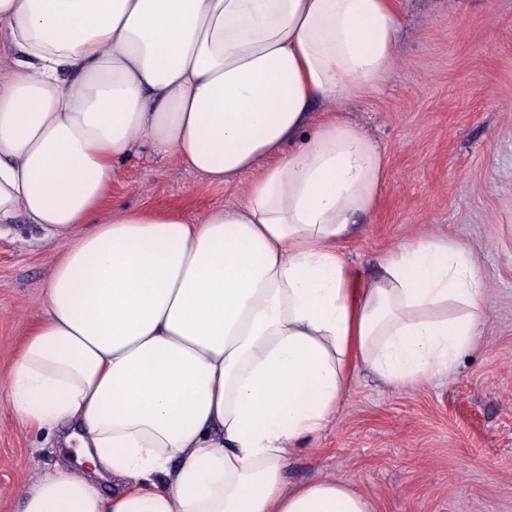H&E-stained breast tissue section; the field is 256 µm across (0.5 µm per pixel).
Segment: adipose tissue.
I'll list each match as a JSON object with an SVG mask.
<instances>
[{"mask_svg": "<svg viewBox=\"0 0 512 512\" xmlns=\"http://www.w3.org/2000/svg\"><path fill=\"white\" fill-rule=\"evenodd\" d=\"M399 27V0H0V224L71 240L7 396L94 472L34 477L22 512H371L341 480L288 489L289 454L356 364L447 374L488 311L465 244L414 238L363 285L342 250L385 156L338 112L396 67ZM142 147L248 176L243 201L112 204Z\"/></svg>", "mask_w": 512, "mask_h": 512, "instance_id": "ef3b65f1", "label": "adipose tissue"}]
</instances>
